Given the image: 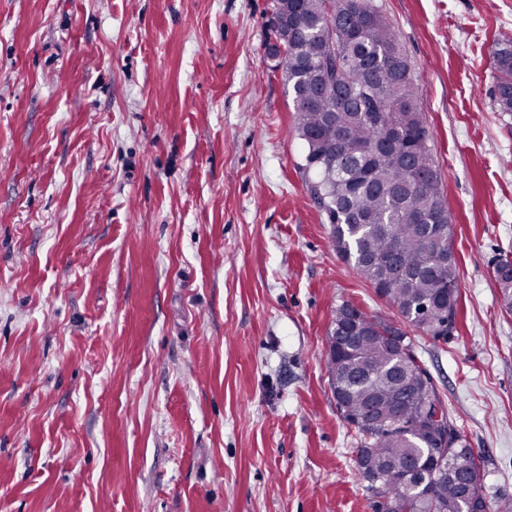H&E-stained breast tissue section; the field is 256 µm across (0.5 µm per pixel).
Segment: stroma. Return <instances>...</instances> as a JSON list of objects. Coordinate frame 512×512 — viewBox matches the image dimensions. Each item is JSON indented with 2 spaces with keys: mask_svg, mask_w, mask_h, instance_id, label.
Here are the masks:
<instances>
[{
  "mask_svg": "<svg viewBox=\"0 0 512 512\" xmlns=\"http://www.w3.org/2000/svg\"><path fill=\"white\" fill-rule=\"evenodd\" d=\"M423 92L459 268L408 328L512 506V0H374ZM271 0H0V512H374L329 383L338 305L399 321L332 244ZM495 99L500 112H512V36L500 35L494 42ZM504 268L512 270V257L505 256L501 258L493 268V277L499 290L502 308L505 313L512 314V276L510 279L501 280L499 274Z\"/></svg>",
  "mask_w": 512,
  "mask_h": 512,
  "instance_id": "obj_1",
  "label": "stroma"
}]
</instances>
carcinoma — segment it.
Instances as JSON below:
<instances>
[{
  "label": "carcinoma",
  "instance_id": "cac0c4a2",
  "mask_svg": "<svg viewBox=\"0 0 512 512\" xmlns=\"http://www.w3.org/2000/svg\"><path fill=\"white\" fill-rule=\"evenodd\" d=\"M270 27L282 44L276 69L288 86L306 145L311 191L324 207L339 255L351 261L418 331L445 339L457 313L456 260L433 255L448 239L424 224H449L423 94L397 34L373 0H272ZM495 99L512 112V36L494 42ZM512 257L493 268L512 314ZM336 407L354 426L358 467L375 482V512H491L481 456L457 457L461 435L428 372L396 324L348 302L327 336ZM410 463L414 472L399 471Z\"/></svg>",
  "mask_w": 512,
  "mask_h": 512
}]
</instances>
